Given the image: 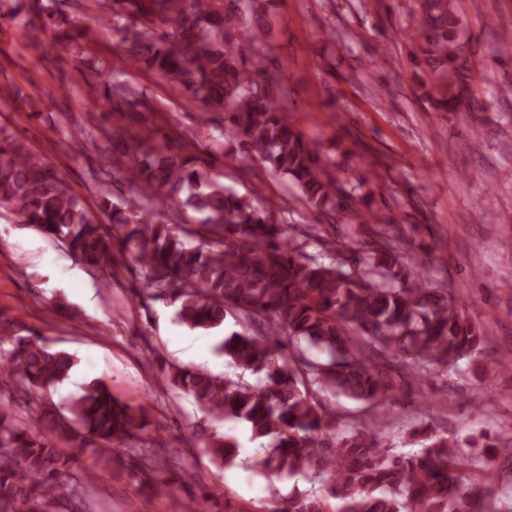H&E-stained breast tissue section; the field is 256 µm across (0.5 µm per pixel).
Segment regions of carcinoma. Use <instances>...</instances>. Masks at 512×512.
Segmentation results:
<instances>
[{
    "label": "carcinoma",
    "mask_w": 512,
    "mask_h": 512,
    "mask_svg": "<svg viewBox=\"0 0 512 512\" xmlns=\"http://www.w3.org/2000/svg\"><path fill=\"white\" fill-rule=\"evenodd\" d=\"M257 2L112 0V29L145 68L193 91L207 111L224 113L243 156L291 179L308 205L376 225L374 240L323 241L338 255L353 253L332 264L302 252L275 216L279 206L214 180L213 156L172 130L146 92L112 78L93 55L87 28L74 50L91 70L101 106L124 132L137 121L156 125L153 138L131 136L121 157H112L125 166L135 195L117 204L101 187L99 210L109 223H99L56 169L1 123L0 209L100 274L128 259L146 312L144 299H163L192 330L218 329L228 315L265 327L261 335L233 331L221 343L229 363L262 376L263 386L175 364L165 379L213 420L243 422L253 438L268 439L257 462L263 473L327 476L322 491L296 493L275 512H475L457 445L428 428L413 431L424 444L417 455L386 448L383 422L374 419L355 434L336 433L332 455L324 452L336 413L318 395L376 410L396 389L384 366L396 361L417 376L449 368L479 352L486 337L442 283L421 275L425 263L400 262L402 229L371 208L374 192L356 196L294 128L291 90L256 55L266 33ZM418 10L410 58L426 65V100L436 112L471 111L477 51L458 0H419ZM0 84L1 100L6 90L27 108L41 99L22 94L11 79ZM181 209L200 214L199 223H174ZM75 360L0 308V378L40 396L24 415L0 406V512H85L89 493L77 483L84 464L108 469L134 453L146 474L165 461L152 448H134L147 412L106 384L86 383L60 408L44 397L69 378ZM206 447L218 466L237 465L240 450L224 436L209 433Z\"/></svg>",
    "instance_id": "carcinoma-1"
}]
</instances>
